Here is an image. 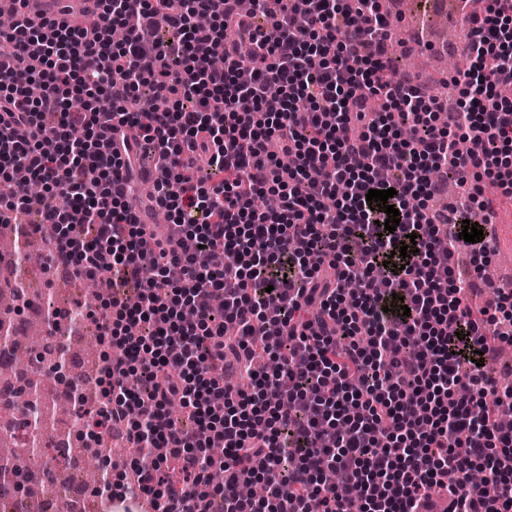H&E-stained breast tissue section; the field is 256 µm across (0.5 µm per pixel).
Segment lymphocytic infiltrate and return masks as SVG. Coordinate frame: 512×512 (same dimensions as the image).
<instances>
[{
	"mask_svg": "<svg viewBox=\"0 0 512 512\" xmlns=\"http://www.w3.org/2000/svg\"><path fill=\"white\" fill-rule=\"evenodd\" d=\"M469 25L444 125L427 87L396 77L380 0H256L252 13L239 0H100L83 27L10 32L0 223L37 214L73 274L139 287L131 299L105 286L90 311L100 403L80 440L107 469L103 436L135 448L124 498L149 497L153 512H434L444 492L446 512H512V430L497 419L512 389L486 333L512 325V292L475 310L474 282L437 276L460 247L489 252L488 238L465 243L464 223L512 198V99L497 94L512 85V0ZM376 95L383 109L369 108ZM344 125L360 135L338 138ZM463 138L479 151L461 153ZM140 153L171 173L150 193L169 225L132 209ZM452 179L469 186L465 207L429 209ZM388 188L390 233L366 199ZM267 193L276 210L256 207ZM201 245L221 267L199 263ZM329 470L338 485L323 483ZM256 476L264 496L241 498Z\"/></svg>",
	"mask_w": 512,
	"mask_h": 512,
	"instance_id": "obj_1",
	"label": "lymphocytic infiltrate"
}]
</instances>
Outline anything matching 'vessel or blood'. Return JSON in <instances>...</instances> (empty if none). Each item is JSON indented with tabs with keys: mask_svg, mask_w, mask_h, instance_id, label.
<instances>
[{
	"mask_svg": "<svg viewBox=\"0 0 512 512\" xmlns=\"http://www.w3.org/2000/svg\"><path fill=\"white\" fill-rule=\"evenodd\" d=\"M97 11V0H0V14L22 15L30 26L44 31L82 27Z\"/></svg>",
	"mask_w": 512,
	"mask_h": 512,
	"instance_id": "vessel-or-blood-1",
	"label": "vessel or blood"
}]
</instances>
